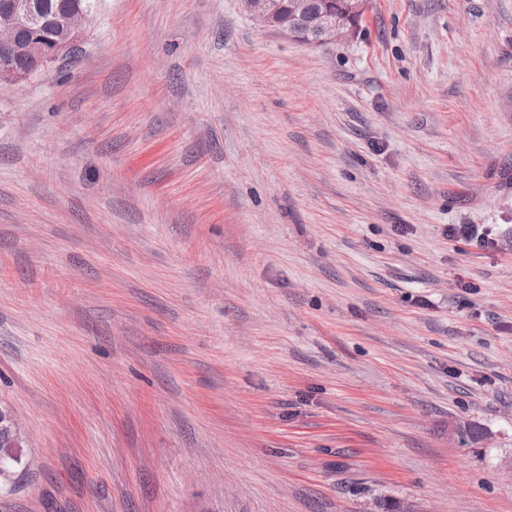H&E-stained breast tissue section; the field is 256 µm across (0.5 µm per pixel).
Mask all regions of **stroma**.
Segmentation results:
<instances>
[{"label":"stroma","mask_w":512,"mask_h":512,"mask_svg":"<svg viewBox=\"0 0 512 512\" xmlns=\"http://www.w3.org/2000/svg\"><path fill=\"white\" fill-rule=\"evenodd\" d=\"M0 406V512H512V0H93L0 84ZM247 11L263 27H273L306 44L336 42L355 36L358 22L363 17L367 0H342L341 9L335 11L327 5L323 10L310 13L306 0H291L288 24L277 20L280 3L277 0H242ZM0 443L4 448H20L19 435L12 413L0 408Z\"/></svg>","instance_id":"35a3bbf8"}]
</instances>
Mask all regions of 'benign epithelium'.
I'll use <instances>...</instances> for the list:
<instances>
[{
  "mask_svg": "<svg viewBox=\"0 0 512 512\" xmlns=\"http://www.w3.org/2000/svg\"><path fill=\"white\" fill-rule=\"evenodd\" d=\"M247 11L263 27H273L306 44H322L355 36L367 0H342L341 9L329 7L310 13L307 0H291L290 20H277L279 0H242ZM88 11L77 5L53 18L41 15L32 0H0V82L19 83L28 72L19 60L44 63L65 54L77 42ZM0 443L20 447L12 413L0 408Z\"/></svg>",
  "mask_w": 512,
  "mask_h": 512,
  "instance_id": "7a95c632",
  "label": "benign epithelium"
}]
</instances>
